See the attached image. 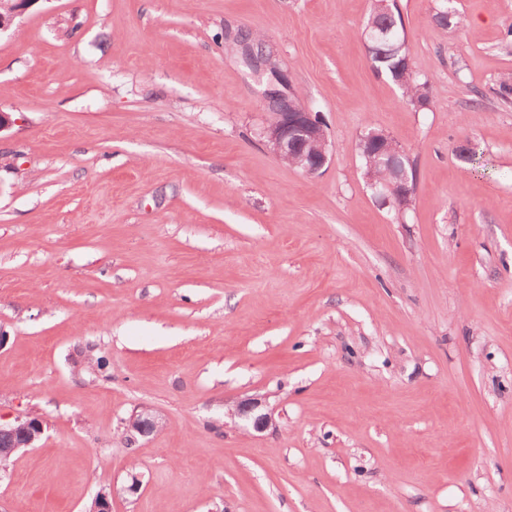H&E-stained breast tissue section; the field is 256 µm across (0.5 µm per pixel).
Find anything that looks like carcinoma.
Wrapping results in <instances>:
<instances>
[{"label": "carcinoma", "instance_id": "1", "mask_svg": "<svg viewBox=\"0 0 512 512\" xmlns=\"http://www.w3.org/2000/svg\"><path fill=\"white\" fill-rule=\"evenodd\" d=\"M367 22L374 24V27L380 30L392 29L400 34L402 40L400 44L393 42L380 41L373 44L369 52V61L371 67L379 74H384L389 78H394L393 67L401 66L399 72L400 82L397 83L398 88L402 92L403 99L413 106L423 107L429 102L430 84L428 81H420L414 75L412 67L408 66L406 59L409 58L407 49L403 48L406 40L404 25L400 15L398 14H379L375 11L371 12ZM365 168V175L369 180L376 184H380L389 179L387 168L382 165L376 157L362 156Z\"/></svg>", "mask_w": 512, "mask_h": 512}]
</instances>
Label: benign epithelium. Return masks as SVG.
I'll return each instance as SVG.
<instances>
[{"instance_id": "benign-epithelium-1", "label": "benign epithelium", "mask_w": 512, "mask_h": 512, "mask_svg": "<svg viewBox=\"0 0 512 512\" xmlns=\"http://www.w3.org/2000/svg\"><path fill=\"white\" fill-rule=\"evenodd\" d=\"M38 0H4L0 4V32L8 29L14 19L22 15ZM264 107L272 118L263 130V135L274 153L283 161L303 172L314 175L328 162V143L317 115L298 104V95L286 77L270 71L266 88L262 93ZM363 150L382 159V163L393 170L392 179L382 183L377 192L386 201L397 206L408 204L414 186L402 173L394 170V160L402 154L388 136L372 131L363 140ZM228 415L238 426L252 428L257 432L272 425V413L266 409L265 401L258 397L240 400L229 410ZM163 425L160 415L145 409L128 422L127 432L148 436ZM44 433V421L39 417H18L9 424H0V461L12 458L25 448L34 447ZM113 491L104 489L94 497L89 512H112Z\"/></svg>"}]
</instances>
